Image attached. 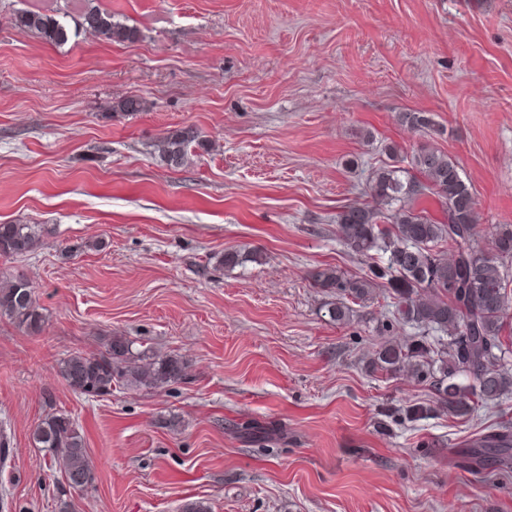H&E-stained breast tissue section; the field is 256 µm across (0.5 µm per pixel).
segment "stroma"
I'll return each mask as SVG.
<instances>
[{"instance_id": "obj_1", "label": "stroma", "mask_w": 512, "mask_h": 512, "mask_svg": "<svg viewBox=\"0 0 512 512\" xmlns=\"http://www.w3.org/2000/svg\"><path fill=\"white\" fill-rule=\"evenodd\" d=\"M134 40L50 44L10 19L56 0H0V224H37L25 274L45 321L0 318V423L12 512H512L499 482L455 464L512 398L466 420L384 422L430 399L367 370L388 302L327 314L310 274H364L336 235L386 162L429 145L455 159L485 238L512 224V0H98ZM142 112L121 113L122 98ZM404 112L432 120L418 132ZM196 129L186 165L167 131ZM255 261L224 266V253ZM175 355L181 383L86 398L62 359ZM66 414L94 481L64 492L32 433ZM197 142L200 145L198 134L192 128H183L163 136L158 147L162 158L173 167L184 166L188 161L189 147Z\"/></svg>"}]
</instances>
